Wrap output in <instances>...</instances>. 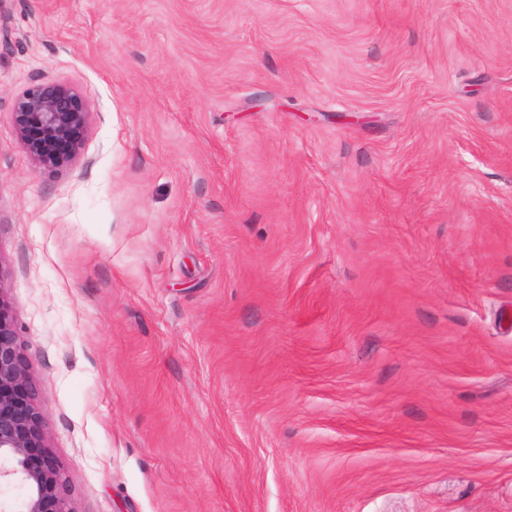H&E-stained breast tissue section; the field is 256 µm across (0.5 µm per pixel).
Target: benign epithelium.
I'll return each mask as SVG.
<instances>
[{
    "mask_svg": "<svg viewBox=\"0 0 512 512\" xmlns=\"http://www.w3.org/2000/svg\"><path fill=\"white\" fill-rule=\"evenodd\" d=\"M90 121L81 94L65 81L33 83L15 100L13 128L38 169L77 158ZM38 390L11 314L0 272V484L16 483L22 500H0V512H75L37 404Z\"/></svg>",
    "mask_w": 512,
    "mask_h": 512,
    "instance_id": "7a95c632",
    "label": "benign epithelium"
}]
</instances>
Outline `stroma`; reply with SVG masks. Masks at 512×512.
I'll list each match as a JSON object with an SVG mask.
<instances>
[{"mask_svg":"<svg viewBox=\"0 0 512 512\" xmlns=\"http://www.w3.org/2000/svg\"><path fill=\"white\" fill-rule=\"evenodd\" d=\"M0 277L75 512H512V0H0ZM90 121L81 94L65 81L33 83L15 100L13 128L37 169H58L77 158Z\"/></svg>","mask_w":512,"mask_h":512,"instance_id":"obj_1","label":"stroma"}]
</instances>
